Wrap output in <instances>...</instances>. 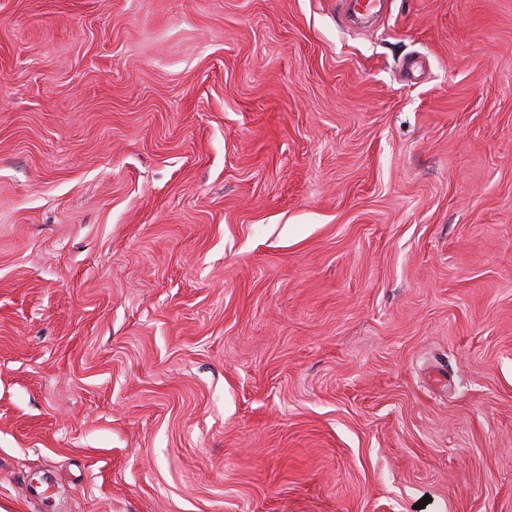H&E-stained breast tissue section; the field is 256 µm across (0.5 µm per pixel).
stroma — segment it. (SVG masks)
Returning a JSON list of instances; mask_svg holds the SVG:
<instances>
[{
    "label": "stroma",
    "instance_id": "obj_1",
    "mask_svg": "<svg viewBox=\"0 0 512 512\" xmlns=\"http://www.w3.org/2000/svg\"><path fill=\"white\" fill-rule=\"evenodd\" d=\"M0 512H512V0H0ZM343 2L344 17L352 20L358 15L381 18L387 10V0H338Z\"/></svg>",
    "mask_w": 512,
    "mask_h": 512
}]
</instances>
